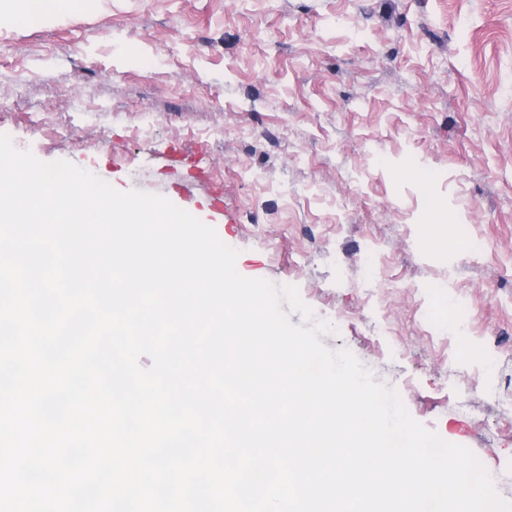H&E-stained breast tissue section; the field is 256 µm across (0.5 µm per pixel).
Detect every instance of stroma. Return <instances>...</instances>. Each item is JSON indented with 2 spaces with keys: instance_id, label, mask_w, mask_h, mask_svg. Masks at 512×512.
<instances>
[{
  "instance_id": "obj_1",
  "label": "stroma",
  "mask_w": 512,
  "mask_h": 512,
  "mask_svg": "<svg viewBox=\"0 0 512 512\" xmlns=\"http://www.w3.org/2000/svg\"><path fill=\"white\" fill-rule=\"evenodd\" d=\"M0 9L27 17L0 26L15 148L214 227L512 500V0ZM178 147L204 174L189 193L160 161Z\"/></svg>"
}]
</instances>
